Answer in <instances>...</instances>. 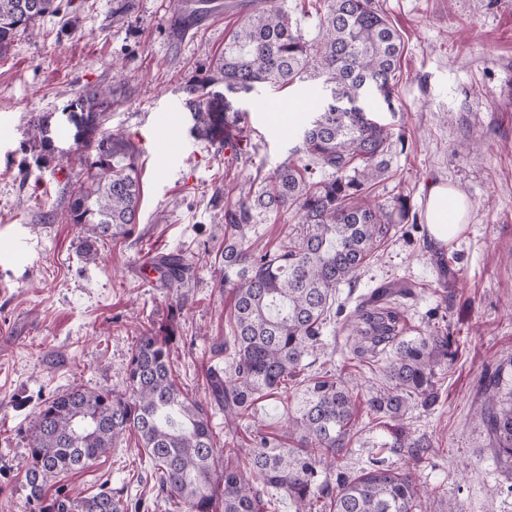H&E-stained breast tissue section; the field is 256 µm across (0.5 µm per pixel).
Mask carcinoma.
Wrapping results in <instances>:
<instances>
[{"label": "carcinoma", "mask_w": 512, "mask_h": 512, "mask_svg": "<svg viewBox=\"0 0 512 512\" xmlns=\"http://www.w3.org/2000/svg\"><path fill=\"white\" fill-rule=\"evenodd\" d=\"M265 2L232 31L224 52L186 83L194 129L219 150L238 151L248 142L241 111L216 87L249 93L313 75L348 108L338 111L329 103L315 112L300 128V158H286L224 207L223 282L233 288L234 305L228 338L214 342L211 353L231 360L230 373L206 368L199 399L185 391L173 368L177 338L145 332L127 365L125 393L75 386L35 411L24 473L30 512H123L121 500L104 486L83 498L47 490L51 479L92 466L127 434L150 459L158 495L182 512H275L282 493L295 512H424V492L409 471L378 460L356 472L336 468V456L353 440L360 404L378 419L400 422L414 407L429 410L438 402L437 369L453 355L452 336L445 325L401 339L404 315L396 298L415 296L407 283L393 280L354 309L364 325L355 330L356 357L393 347L385 383L364 402L330 371L309 380L288 418L287 443L256 432L248 448L252 480L224 460L211 423L219 410L237 425L249 418L255 401L288 393V382L297 380L304 360L322 345L337 288L354 283L396 225L413 216L409 196L380 202L370 192L405 147L404 132L364 111L369 83L380 85L391 104L402 53L397 30L374 0H323L318 39L309 41L293 27L288 10L276 0ZM60 8L59 0H0V57ZM114 93L106 86L82 94L62 112L90 171V182L66 186L64 217L102 238L131 234L141 202L135 147L120 134L100 131L103 107ZM26 150L46 162L56 158L58 147L42 121L32 125ZM264 213L295 215L298 226L277 250L255 252L248 234ZM158 263L171 286L184 285L193 271L181 253ZM499 381L497 370L481 377L486 399L476 417L496 439V458L512 463V406L499 399ZM387 447L417 463L431 444L400 426Z\"/></svg>", "instance_id": "1"}]
</instances>
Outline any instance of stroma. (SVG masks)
Returning a JSON list of instances; mask_svg holds the SVG:
<instances>
[{"instance_id":"35a3bbf8","label":"stroma","mask_w":512,"mask_h":512,"mask_svg":"<svg viewBox=\"0 0 512 512\" xmlns=\"http://www.w3.org/2000/svg\"><path fill=\"white\" fill-rule=\"evenodd\" d=\"M374 2L399 32L404 53L393 111L375 102L370 108L408 139L376 197L410 195L419 214L429 182L438 181L462 194L469 209L438 253L422 245L426 224L398 225L355 286L339 288L336 302L352 312L374 289L400 279L417 293L404 306L407 338L427 335L431 315H445L457 349L452 364L437 370L440 402L428 413L413 409L406 420L433 446L415 478L464 512H512V466L498 462L473 413L485 370L502 369L503 386L512 389V0ZM71 3L68 14L46 17L0 58V512H29L24 470L37 408L75 386L124 391L144 328L173 327L179 378L196 393L231 303L214 263L224 249V186L272 172L297 145V114L278 125L270 108L326 102L323 85L310 78L236 95L250 133L246 154L234 157L192 133L184 87L223 51L252 0H210L207 12L179 25L170 0H130L118 23L116 0ZM116 64L125 83L106 107L105 127L138 149L142 203L130 236L98 242L87 257L81 244L88 227L66 223L61 210L65 184L87 180L89 170L73 139L60 137V116L79 94L110 84ZM170 109L181 150L167 160L154 141L156 116ZM46 116L64 152L49 165L23 150L32 120ZM465 142L479 144L482 158L467 155ZM176 252L195 266L183 289L141 277L144 257ZM181 294L186 304L178 312ZM354 338L343 321L328 323L305 375L329 370L355 379L363 394L384 383L386 356L359 362ZM292 404L284 397L257 402L230 445L248 447L258 429L278 433ZM356 424L342 467L355 471L381 459L406 468L405 456L388 446L392 421L363 411ZM150 474L148 457L128 436L89 469L55 483L81 497L106 482L128 512H179L157 496Z\"/></svg>"}]
</instances>
